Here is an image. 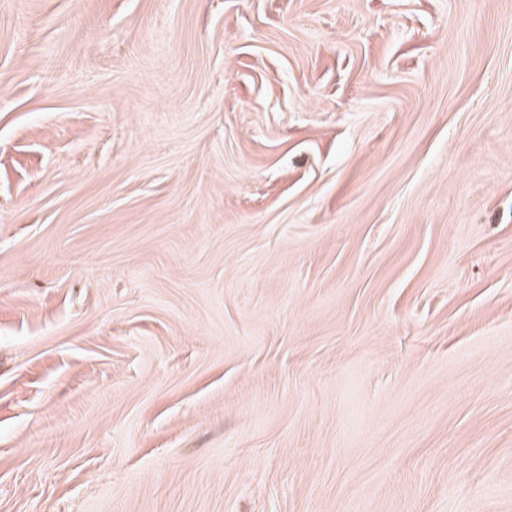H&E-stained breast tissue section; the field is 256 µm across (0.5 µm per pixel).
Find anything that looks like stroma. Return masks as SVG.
Here are the masks:
<instances>
[{
    "label": "stroma",
    "mask_w": 512,
    "mask_h": 512,
    "mask_svg": "<svg viewBox=\"0 0 512 512\" xmlns=\"http://www.w3.org/2000/svg\"><path fill=\"white\" fill-rule=\"evenodd\" d=\"M0 512H512V0H0Z\"/></svg>",
    "instance_id": "obj_1"
}]
</instances>
